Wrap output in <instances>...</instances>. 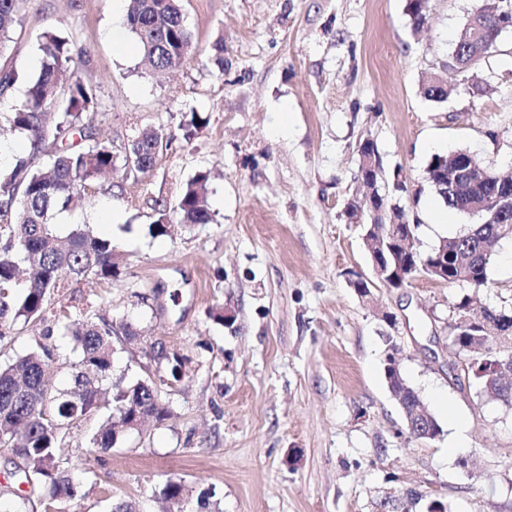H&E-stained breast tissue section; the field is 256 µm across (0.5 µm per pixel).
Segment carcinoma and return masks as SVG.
Listing matches in <instances>:
<instances>
[{"label":"carcinoma","instance_id":"1","mask_svg":"<svg viewBox=\"0 0 512 512\" xmlns=\"http://www.w3.org/2000/svg\"><path fill=\"white\" fill-rule=\"evenodd\" d=\"M28 0H0V54L11 41V33L20 20ZM476 8L484 17V28L473 35V27L465 24L453 53L471 46L476 38L498 44L502 32L499 19L508 11L507 0H478ZM406 12L413 26L427 22L429 5L421 0H407ZM129 30L141 47L143 62L154 76H163L183 61L192 48V38L185 24L182 0H129L126 15ZM40 65L27 80L24 99L16 105L0 100V119L14 131L23 134L29 151L17 157L7 171L0 172V337L17 322L42 321L53 317L59 331L75 337L80 348L79 369L73 376V387L66 393L53 395L46 384V370L54 359L46 343L0 368V445L20 441L18 447L26 466V480L44 489L43 512H62L60 505L73 499L75 486L69 478L70 460L60 451L66 430L88 416L104 412L106 419L92 438L95 448L114 447L115 435L134 417H153L161 422L170 415L164 401L165 392L157 386L149 372L133 384L104 386L112 368L114 341L129 344L141 331L125 318L87 315L71 319L64 304V289L72 279H112L119 275L121 255L112 240L94 234L88 224H74L60 235L53 219L59 212L83 208L89 201L86 188L122 163L128 175L145 174L155 164L166 139L161 131L144 126L118 153L114 145L98 140L91 130V115L100 104L94 89L73 71L88 61L89 53L58 30L48 27L37 39ZM438 78L423 80V97L441 105L448 91L438 87ZM469 151L458 149L447 155H435L426 168V182L441 202L451 211L466 214L470 200L460 189L437 178L444 162H462ZM478 194L491 195L502 185L498 174L486 171L470 177ZM208 175L196 174L182 189L175 206L156 204L157 219L149 225L154 236L169 233L171 217L185 225L209 224L213 216L208 203ZM482 222L472 224L462 234L441 238L432 248L422 252L412 248L415 266L412 275L431 272L426 269L443 242L475 255L496 249L507 235L500 225L512 219L493 209L478 212ZM30 263L24 291H18L20 265ZM490 270L480 264L457 269L448 274V283L485 288ZM474 324L466 331L454 329L453 343L458 352L472 354L478 346L484 358L477 360L475 377L485 396L508 403L507 392L498 380L486 373L485 361L497 355L496 343L480 335ZM182 482L169 480L160 495L173 504L183 500Z\"/></svg>","mask_w":512,"mask_h":512}]
</instances>
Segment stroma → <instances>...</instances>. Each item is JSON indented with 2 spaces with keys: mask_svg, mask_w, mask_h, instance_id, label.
Returning a JSON list of instances; mask_svg holds the SVG:
<instances>
[{
  "mask_svg": "<svg viewBox=\"0 0 512 512\" xmlns=\"http://www.w3.org/2000/svg\"><path fill=\"white\" fill-rule=\"evenodd\" d=\"M113 0H29L0 70L16 74L20 102L39 67L37 38L57 26L90 52L77 73L102 110L98 139L122 147L149 125L170 139L153 169L116 170L84 209L57 228L90 224L124 256L112 282L74 286L73 317L94 311L127 318L144 337L117 351L112 380L139 374L143 347L162 343L189 360V378L169 395L172 415L146 423L112 449L93 448L99 420L70 428L63 453L79 493L65 512H165L155 495L167 480L185 486L183 512L213 490L220 512H512V407L488 399L462 373L448 325L452 305L470 294L512 309V237L493 257L487 288L448 285L425 275L402 287L375 284L370 297L350 285L372 277L360 225L344 208L359 193V139L376 143L386 170L420 190L417 246L462 233L473 217L441 205L425 182L434 153L463 148L477 163L512 172V31L476 67L481 94L448 70L449 55L476 0H430L414 30L406 0H184L193 49L162 78L142 63L136 37L106 36ZM223 54H216V42ZM437 74L451 94L443 106L420 86ZM205 123L184 139L183 115ZM209 175V224L174 225L152 237L153 205L174 204L197 173ZM229 309L231 324L213 320ZM392 322H385V315ZM33 322L0 340L5 364L49 340L52 391L70 388L78 360L71 337ZM442 432L407 437L384 377L386 337ZM467 423L450 447L449 412ZM0 447V512H15L31 484Z\"/></svg>",
  "mask_w": 512,
  "mask_h": 512,
  "instance_id": "1",
  "label": "stroma"
}]
</instances>
